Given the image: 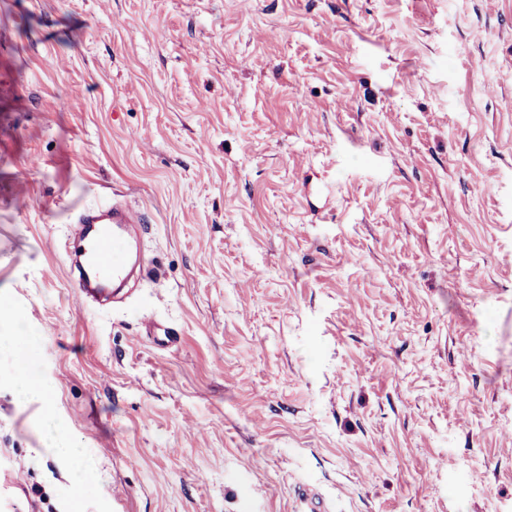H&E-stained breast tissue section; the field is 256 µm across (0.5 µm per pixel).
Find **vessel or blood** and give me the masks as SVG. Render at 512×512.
Wrapping results in <instances>:
<instances>
[{
  "label": "vessel or blood",
  "mask_w": 512,
  "mask_h": 512,
  "mask_svg": "<svg viewBox=\"0 0 512 512\" xmlns=\"http://www.w3.org/2000/svg\"><path fill=\"white\" fill-rule=\"evenodd\" d=\"M78 221L66 255L72 284L88 303L108 295L111 284L127 280V256L137 248L142 226L134 212L117 204L97 215L80 214Z\"/></svg>",
  "instance_id": "1"
}]
</instances>
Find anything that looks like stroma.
<instances>
[{"label": "stroma", "instance_id": "obj_1", "mask_svg": "<svg viewBox=\"0 0 512 512\" xmlns=\"http://www.w3.org/2000/svg\"><path fill=\"white\" fill-rule=\"evenodd\" d=\"M0 336L19 512H512V0H0ZM77 229L65 251L73 288L88 305L92 297L107 296L113 283L129 276L127 256L137 249L142 230L139 217L129 209L113 204L112 210L99 215L81 213ZM108 224H114L112 230ZM146 331L153 343L161 348L175 346L180 341V337L176 336L170 327L162 323L150 322L146 326Z\"/></svg>", "mask_w": 512, "mask_h": 512}]
</instances>
